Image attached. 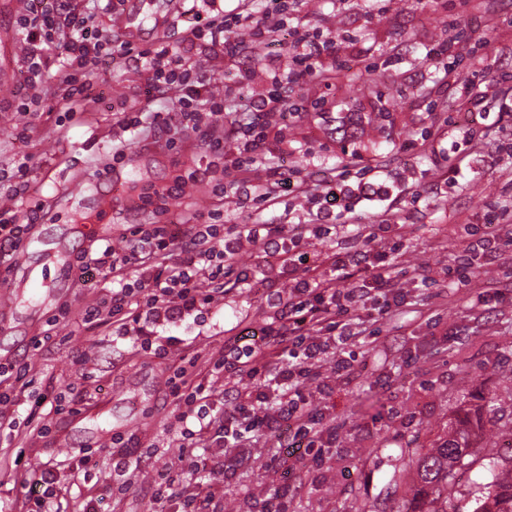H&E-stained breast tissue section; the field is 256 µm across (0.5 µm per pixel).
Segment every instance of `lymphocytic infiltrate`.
I'll use <instances>...</instances> for the list:
<instances>
[{
	"instance_id": "1",
	"label": "lymphocytic infiltrate",
	"mask_w": 512,
	"mask_h": 512,
	"mask_svg": "<svg viewBox=\"0 0 512 512\" xmlns=\"http://www.w3.org/2000/svg\"><path fill=\"white\" fill-rule=\"evenodd\" d=\"M112 8V0H98L97 12L79 11L71 0H29L26 13L17 23L23 36L21 58L24 91L17 108L22 112L39 109L38 88L44 82L49 59H56L60 80L56 92L78 114L84 102L95 95L91 64L102 54L112 59L139 63L147 74V90L169 99L173 109L155 113L157 128L168 136L199 130L206 115H219L220 98L211 95L206 74L186 56L184 50L162 42L140 49L128 41H109L95 15ZM333 40L304 30L296 32L290 48L293 65L288 79L298 82L318 75L321 60L333 50ZM266 69L272 88L251 106V116L241 126L239 154L248 162L267 152L266 131L273 122L286 118L288 100L279 79L280 66L268 60ZM219 213H209L202 222L182 230L176 224L137 225L130 229L125 250L100 245L94 257L82 262L79 274L97 271L119 282L106 306L87 308L86 324L99 322L109 314L121 325L135 324L141 335L152 326L173 322L215 297L243 284L226 261L240 240L262 246L267 236L283 233V226L220 224ZM136 270L135 284H127L128 270ZM386 258H379L372 274L352 281L349 262L341 254L325 253L304 270V277L292 288L273 320L258 337L241 343L228 338L229 357L212 359L210 374H228L242 381L230 405L216 407L211 387L189 382L184 367H176L167 382L168 393L181 406L176 423L196 416L198 428L189 432L191 450L181 455L153 485L152 500L158 508L177 502L180 512H224V499L215 492L199 496L190 493L186 478L200 475L220 484L230 480L249 461L245 452L253 435L275 432L288 425L293 432L300 459L322 465L326 447L336 437L326 416L314 409L305 395L304 382L316 379L322 363L332 362L336 373L349 371L350 364L337 356L359 336L362 311L373 309L389 314L397 305L401 290L391 276ZM267 379L265 391L249 389V381ZM274 413H267V406Z\"/></svg>"
}]
</instances>
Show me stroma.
<instances>
[{
	"label": "stroma",
	"instance_id": "35a3bbf8",
	"mask_svg": "<svg viewBox=\"0 0 512 512\" xmlns=\"http://www.w3.org/2000/svg\"><path fill=\"white\" fill-rule=\"evenodd\" d=\"M138 8L142 47L178 43L202 13L199 0H138ZM244 8L278 22L281 36L255 41L241 26L242 54L192 50L213 94L226 100L212 127L224 140V162L205 180L192 178L210 161L199 134L169 144L151 128L133 137L118 126L121 106L148 112L169 106L144 97L147 74L135 63L94 67L101 98L78 119H66V102L52 94L53 63L36 120L0 109V174L11 175L15 162L29 156L23 205L44 207L29 231L36 245L22 264L0 263L7 281L0 297L16 299L12 313L0 316V358L19 356L34 390L79 408L68 415L43 407L32 424L24 403L0 418V512H27L48 461L55 468L46 502L54 512H83L88 503L97 512H153L152 485L179 453L180 435L169 429L179 408L167 395L174 367H206L229 337L270 321L301 278L267 268L259 249L242 242L235 268L264 272L266 288L236 289L180 321L157 325L155 335L175 339L163 358L111 317L93 327L83 323L85 309L110 292L60 273L55 261L75 265L97 247L80 233L89 216H103L119 248L134 225L170 219L191 225L211 211L228 225L281 224L291 235L329 207L344 230L328 238L306 234L301 249L309 257L365 249L347 231L357 224H389L387 239L402 244L389 258L403 291L400 307L366 317L359 341L345 350L358 372L347 378L325 372L327 393L311 392L336 429L323 467L307 461L273 467L289 435L257 437L249 464L224 484V512H261L263 499L282 486L290 512H396L413 484L411 449L443 435L463 396L495 390L491 415L512 413V244L500 242L498 260L485 265V287L443 275L469 245L461 225L487 224L499 207H512V0H291L285 10L278 0H224L225 14ZM302 28L335 38V51L323 60L326 74L283 85L294 112L270 129L268 163L234 167L238 120L270 86L262 61L288 58L290 35ZM448 42L452 56L427 60L428 49ZM467 77L481 92L474 107L457 85ZM26 125L31 131L22 142L15 134ZM119 150L124 157L117 162ZM277 167L296 170L312 190L332 180L353 194L332 206L312 190L256 200V185ZM105 169L112 172L108 185L98 180ZM76 180L83 189L69 191ZM364 182L382 185V194L357 193ZM40 423L48 434H38ZM118 431L138 443L141 466L118 469L104 457L80 470L82 451L111 446ZM490 479L479 464L464 473L448 492L449 512H474L479 488Z\"/></svg>",
	"mask_w": 512,
	"mask_h": 512
}]
</instances>
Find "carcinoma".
Masks as SVG:
<instances>
[{
	"label": "carcinoma",
	"instance_id": "carcinoma-1",
	"mask_svg": "<svg viewBox=\"0 0 512 512\" xmlns=\"http://www.w3.org/2000/svg\"><path fill=\"white\" fill-rule=\"evenodd\" d=\"M490 402L492 398L482 392L465 397L444 435L431 447L411 455L415 482L411 497L398 512H448V487L460 471L478 462L474 449L512 437V413L497 427L487 426L484 412ZM487 466L492 481L483 487L475 512H512V464L500 468L491 457Z\"/></svg>",
	"mask_w": 512,
	"mask_h": 512
}]
</instances>
